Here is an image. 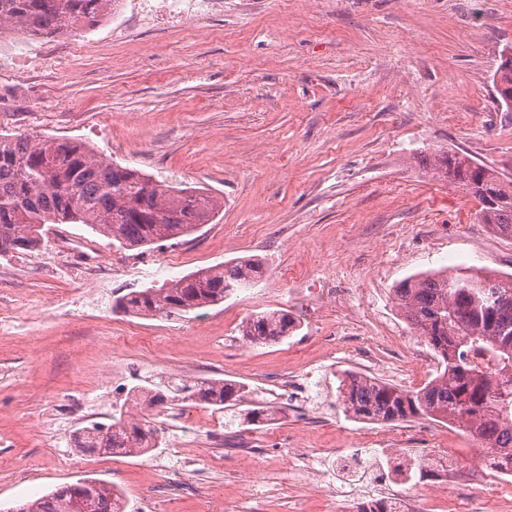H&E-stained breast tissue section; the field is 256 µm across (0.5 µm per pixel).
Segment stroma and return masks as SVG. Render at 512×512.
<instances>
[{"label":"stroma","instance_id":"stroma-1","mask_svg":"<svg viewBox=\"0 0 512 512\" xmlns=\"http://www.w3.org/2000/svg\"><path fill=\"white\" fill-rule=\"evenodd\" d=\"M0 36V132L78 141L153 181L224 202L194 234L126 249L86 224L47 226L41 245L0 255V512L79 478L108 482L126 512L149 488L203 492L160 512H339L330 482L348 448L403 456L451 436L465 471L406 491L425 512H512L463 433L417 419H355L336 403L343 372L423 387L438 358L401 317L394 289L428 271L512 274V239L426 160L452 149L512 177V112L492 75L512 46V0H219L172 17L162 0H120L79 33ZM169 255L173 268L155 261ZM258 261L251 288L170 317L117 308L234 259ZM285 309L300 328L253 346L251 314ZM419 359L415 375L398 369ZM215 377L275 403L265 425L195 403L148 415L159 448L97 461L73 434L108 422L130 387Z\"/></svg>","mask_w":512,"mask_h":512}]
</instances>
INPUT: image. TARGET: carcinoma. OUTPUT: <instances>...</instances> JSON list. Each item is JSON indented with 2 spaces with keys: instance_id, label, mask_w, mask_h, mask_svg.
Returning <instances> with one entry per match:
<instances>
[{
  "instance_id": "1",
  "label": "carcinoma",
  "mask_w": 512,
  "mask_h": 512,
  "mask_svg": "<svg viewBox=\"0 0 512 512\" xmlns=\"http://www.w3.org/2000/svg\"><path fill=\"white\" fill-rule=\"evenodd\" d=\"M118 0H0V25L38 35L92 28ZM434 169L480 204L482 223L512 237V178L461 153L434 156ZM223 203L198 189L161 185L128 167L97 158L87 146L50 137L0 133V255L33 251L48 224H89L123 248L178 239L208 224ZM250 261L210 266L159 288L120 298L127 313H189L224 301L259 278ZM403 319L436 353L441 370L418 390L344 373L336 402L359 420L402 423L446 421L490 449L484 465L512 471V277H491L476 267L438 271L404 280L394 290ZM297 330L286 310L254 313L242 324L251 345L277 343ZM134 394L149 406L194 402L224 409L247 402L244 387L221 378L171 379ZM275 409L255 405L256 424ZM156 430L142 415L119 412L112 422L81 429L86 453L139 456L155 448ZM122 494L96 479H79L16 507V512H124Z\"/></svg>"
}]
</instances>
